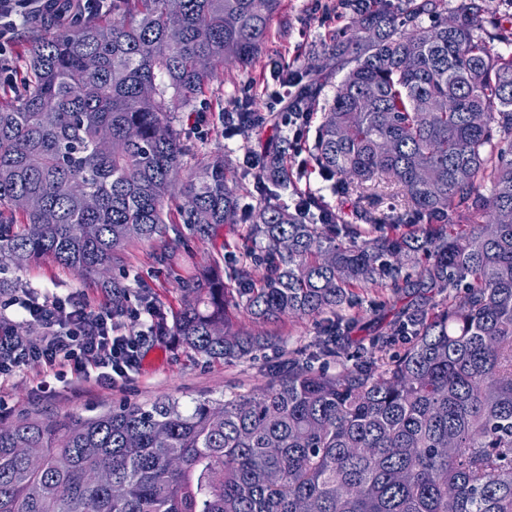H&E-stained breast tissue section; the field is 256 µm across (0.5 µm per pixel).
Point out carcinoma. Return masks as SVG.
Returning a JSON list of instances; mask_svg holds the SVG:
<instances>
[{
	"label": "carcinoma",
	"mask_w": 512,
	"mask_h": 512,
	"mask_svg": "<svg viewBox=\"0 0 512 512\" xmlns=\"http://www.w3.org/2000/svg\"><path fill=\"white\" fill-rule=\"evenodd\" d=\"M179 2L112 0V17L30 42L23 93L0 100V271L21 254L99 273L135 239L173 260L170 201L199 237L241 217L222 157L173 189L170 114L224 67L252 64L281 0ZM340 8L345 39L322 55L344 77L315 167L342 190L400 186L408 211L392 226L418 229L377 235L385 215L367 228L316 200L306 214L264 200L247 217L265 246L230 269L235 287L216 271L202 288L187 269L184 308L155 332L240 360L266 337L230 331L232 308L269 324L334 313L359 286L464 295L410 319L392 361L291 368L189 411L167 400L0 426V512H512V29L479 0ZM258 120L236 112L224 133ZM254 179L289 186L280 167ZM108 284L120 317L130 288Z\"/></svg>",
	"instance_id": "1"
}]
</instances>
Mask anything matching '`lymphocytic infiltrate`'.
<instances>
[{
  "mask_svg": "<svg viewBox=\"0 0 512 512\" xmlns=\"http://www.w3.org/2000/svg\"><path fill=\"white\" fill-rule=\"evenodd\" d=\"M19 316L43 329L27 345L0 338V377L36 361L56 375L71 371L86 383L113 386L138 371L143 335L119 333L111 308H93L74 295L40 297L33 291L11 298Z\"/></svg>",
  "mask_w": 512,
  "mask_h": 512,
  "instance_id": "obj_1",
  "label": "lymphocytic infiltrate"
}]
</instances>
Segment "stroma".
Listing matches in <instances>:
<instances>
[{
	"instance_id": "35a3bbf8",
	"label": "stroma",
	"mask_w": 512,
	"mask_h": 512,
	"mask_svg": "<svg viewBox=\"0 0 512 512\" xmlns=\"http://www.w3.org/2000/svg\"><path fill=\"white\" fill-rule=\"evenodd\" d=\"M45 14V8L36 7L28 16L17 18L5 55L13 82L0 83V94H12L20 89L26 67L24 47L36 35L32 20ZM347 24L338 0H282L281 10L271 25V35L252 66L224 70L206 93L176 108L174 125L186 147L181 157L183 174L197 171L214 156H224L227 177L238 190L240 205L256 206L265 195L264 188L253 179L243 158L260 154L269 140L285 137L281 125L283 107L278 99L297 92L296 87L281 85L277 78L279 67L290 64L299 72H306L314 49L336 36ZM248 86L254 87L261 103L268 106L265 122L234 137H225L224 106ZM320 122V117H313L298 141L299 152L288 157V168L295 174L293 192L323 187L326 204L348 221L363 208L380 214L402 210V194L396 188L386 189L377 204L355 192L342 195L324 188L322 175L311 160ZM259 246L250 224L242 221L218 227L214 235L205 238L182 230L178 253L186 265L199 269L217 265L226 270ZM159 251V243L130 241L120 260L114 262L112 272L123 276L132 288L131 307H142L144 300L140 292L145 289L149 292L148 301L171 316L183 307L185 299L173 268L159 262ZM99 281V276L80 275L53 262L31 261L10 267L6 281L0 283V302L32 289L44 295L74 292L96 308L112 300L110 291L101 288ZM456 294L453 288L435 294H422L409 288L397 291L359 288L337 314L299 320L286 318L262 326L254 323L244 310L233 309L229 320L234 330L269 337L267 345L250 358L210 361L184 348L176 337L153 336L144 345L146 354L141 370L112 387L89 385L70 376L58 383L55 391L45 392L40 384L46 370L40 363L32 362L11 376L0 378V424L7 425L22 417L90 416L124 405L144 406L160 399H172L188 408L200 399L228 398L264 386L272 371L294 359H309L313 369L329 374L341 371L343 366L370 352L388 361L408 345L402 326L409 316L440 310ZM323 341L337 346L338 356L312 357L315 344Z\"/></svg>"
}]
</instances>
